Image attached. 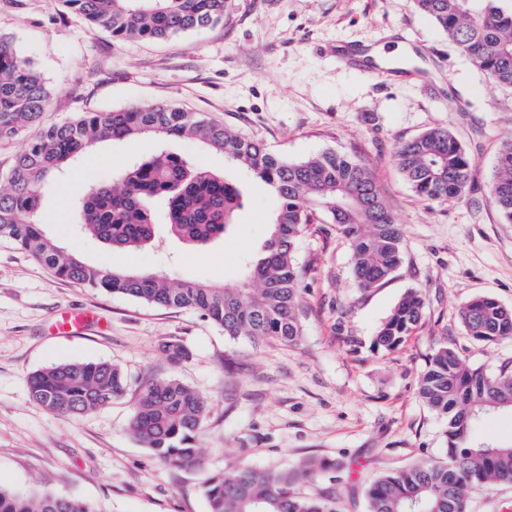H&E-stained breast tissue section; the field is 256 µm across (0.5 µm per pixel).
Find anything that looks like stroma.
<instances>
[{
    "mask_svg": "<svg viewBox=\"0 0 512 512\" xmlns=\"http://www.w3.org/2000/svg\"><path fill=\"white\" fill-rule=\"evenodd\" d=\"M0 35L39 68L52 95L42 121L77 112L168 103L204 113L262 140L291 161L335 150L364 159L403 233V262L383 286L358 287L349 246L332 224H314L296 248L302 283L298 345L225 336L194 310L150 305L55 277L0 239V487L49 491L101 512H207L206 478L247 464L294 467L341 462V512H366L363 490L378 474L444 456L443 425L422 403L418 379L436 344L452 342L487 370L512 359V338L482 343L458 319L488 295L512 308V224L501 223L489 180L501 141L512 136V90L491 83L413 0H233L222 24L161 40L118 39L69 12L61 0H0ZM402 42V77L351 69L331 46ZM447 127L474 159L473 186L445 202L418 198L400 173L397 148ZM156 139L101 142L45 192L40 220L51 238L87 263L164 272L226 288L264 242L273 193L251 182L229 234L198 250L159 231L154 243L119 251L74 233L73 203L111 180ZM421 289L422 325L394 352L370 345L403 294ZM60 308L89 312L79 335H53ZM345 326L356 341L336 337ZM176 339L188 359L170 363ZM107 360L124 371L126 394L75 419L35 403L30 373L52 362ZM172 377L201 393L209 412L198 435L201 466L163 464L128 425L143 382Z\"/></svg>",
    "mask_w": 512,
    "mask_h": 512,
    "instance_id": "1",
    "label": "stroma"
}]
</instances>
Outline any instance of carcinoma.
Segmentation results:
<instances>
[{
	"label": "carcinoma",
	"mask_w": 512,
	"mask_h": 512,
	"mask_svg": "<svg viewBox=\"0 0 512 512\" xmlns=\"http://www.w3.org/2000/svg\"><path fill=\"white\" fill-rule=\"evenodd\" d=\"M75 13L118 38L164 39L224 21L233 0H64ZM505 0H414L418 12L494 84L512 89V6ZM49 89L11 38L0 36V140L40 124ZM153 135L164 141L191 138L224 155L231 170L264 183L276 196L261 254L244 267L238 288L172 280L165 274L129 273L83 262L45 234L39 210L43 189L68 162L99 142ZM396 164L413 192L427 200L461 196L471 186L474 160L445 127L434 126L401 145ZM490 196L503 224H512V137L501 142ZM244 185L162 147L120 167L112 182L92 185L75 201V226L115 250L151 244L162 223L173 237L200 249L224 238L243 206ZM318 223L336 225L350 249L360 288L386 283L402 263V234L379 192L369 164L323 151L290 161L220 122L165 103L149 107L81 112L44 127L0 176V237L12 240L53 275L107 293L162 307L199 312L224 335L257 343L290 345L303 336L300 291L304 269L295 260L298 238ZM421 291H407L381 325L371 352L385 356L418 329ZM474 340L494 343L512 336V308L478 296L459 310ZM172 363L188 358L177 340L162 344ZM31 398L48 411L82 417L125 395L127 378L107 361L50 364L29 378ZM423 403L445 422L446 459L385 472L364 491L366 512H468L470 490L488 481L512 484V440L478 435L485 419L512 412V360L495 370L464 364L442 340L419 378ZM208 413L206 399L174 378L145 383L129 429L161 461L196 466L202 449L195 435ZM333 460H309L294 468L243 466L203 483L208 512H339L336 485L318 495L301 484L336 471ZM0 512H101L95 505L53 493L27 495L0 489Z\"/></svg>",
	"instance_id": "cac0c4a2"
}]
</instances>
